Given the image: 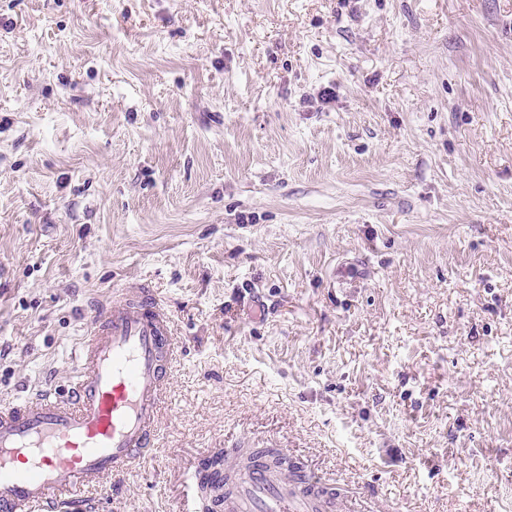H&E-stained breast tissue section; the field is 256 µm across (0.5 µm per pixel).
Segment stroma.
I'll use <instances>...</instances> for the list:
<instances>
[{
	"instance_id": "1",
	"label": "stroma",
	"mask_w": 512,
	"mask_h": 512,
	"mask_svg": "<svg viewBox=\"0 0 512 512\" xmlns=\"http://www.w3.org/2000/svg\"><path fill=\"white\" fill-rule=\"evenodd\" d=\"M143 284L177 354L96 512H206L224 448L512 512V0H0V405Z\"/></svg>"
}]
</instances>
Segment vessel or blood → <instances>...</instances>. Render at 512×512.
I'll list each match as a JSON object with an SVG mask.
<instances>
[{"label":"vessel or blood","instance_id":"b4317fda","mask_svg":"<svg viewBox=\"0 0 512 512\" xmlns=\"http://www.w3.org/2000/svg\"><path fill=\"white\" fill-rule=\"evenodd\" d=\"M170 317L147 288L97 307L64 393L0 409V512H92L86 489L139 464L165 398ZM228 512H334L320 479L230 475Z\"/></svg>","mask_w":512,"mask_h":512}]
</instances>
